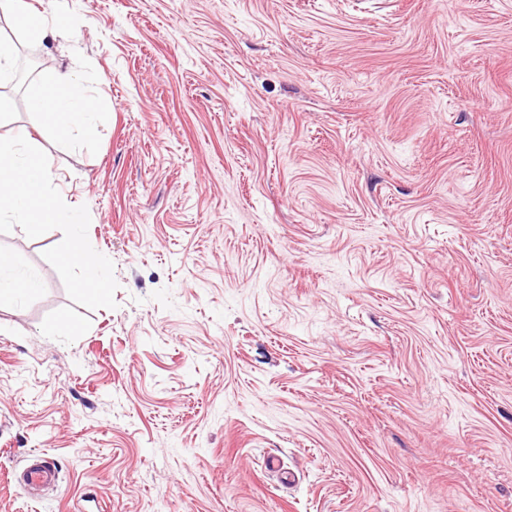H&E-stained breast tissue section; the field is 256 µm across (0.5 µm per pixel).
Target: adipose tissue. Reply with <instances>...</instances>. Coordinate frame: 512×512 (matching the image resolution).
Instances as JSON below:
<instances>
[{"label": "adipose tissue", "instance_id": "1", "mask_svg": "<svg viewBox=\"0 0 512 512\" xmlns=\"http://www.w3.org/2000/svg\"><path fill=\"white\" fill-rule=\"evenodd\" d=\"M0 19L12 22L32 42L55 38L57 22L47 20L29 0H0ZM30 111L40 133L66 143L74 131L94 129L98 107L84 95L74 71H57L40 83L30 100ZM51 169L43 155L20 130L12 141L0 142V215L23 224L32 237H40L46 222L77 223L74 212L61 208L51 197Z\"/></svg>", "mask_w": 512, "mask_h": 512}]
</instances>
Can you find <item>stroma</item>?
I'll return each mask as SVG.
<instances>
[{
  "label": "stroma",
  "instance_id": "stroma-1",
  "mask_svg": "<svg viewBox=\"0 0 512 512\" xmlns=\"http://www.w3.org/2000/svg\"><path fill=\"white\" fill-rule=\"evenodd\" d=\"M42 7L0 137L105 117L40 143L80 225L0 220V512H512V0ZM98 109L80 90L74 70L52 73L35 88L30 100L38 131L60 143L69 142L75 130L94 129ZM63 260L68 264L78 265L85 270V276L79 283L81 289L99 300L107 298L108 290L105 278L101 276L97 262L87 251L74 247L63 255ZM39 288L40 284L33 275L15 273L9 263L0 260V303L33 295ZM51 462L42 457V461L28 466L25 473V482L28 486L42 487L51 485L55 480V472Z\"/></svg>",
  "mask_w": 512,
  "mask_h": 512
}]
</instances>
